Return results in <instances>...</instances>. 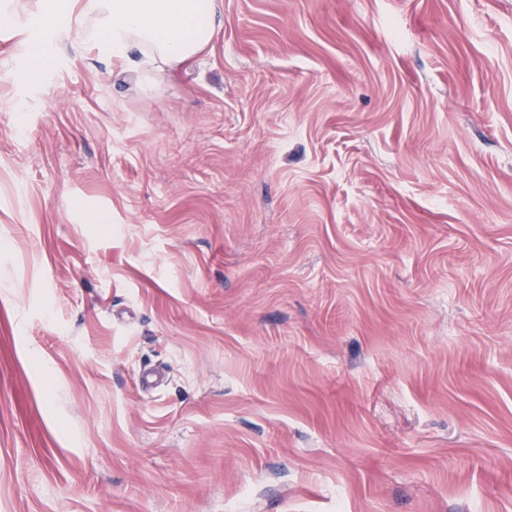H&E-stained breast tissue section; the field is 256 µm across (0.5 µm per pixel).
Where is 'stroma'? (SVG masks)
I'll list each match as a JSON object with an SVG mask.
<instances>
[{
    "label": "stroma",
    "mask_w": 512,
    "mask_h": 512,
    "mask_svg": "<svg viewBox=\"0 0 512 512\" xmlns=\"http://www.w3.org/2000/svg\"><path fill=\"white\" fill-rule=\"evenodd\" d=\"M223 4L33 85L0 0V512H512V0Z\"/></svg>",
    "instance_id": "35a3bbf8"
}]
</instances>
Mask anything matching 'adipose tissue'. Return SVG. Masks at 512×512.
Segmentation results:
<instances>
[{
  "mask_svg": "<svg viewBox=\"0 0 512 512\" xmlns=\"http://www.w3.org/2000/svg\"><path fill=\"white\" fill-rule=\"evenodd\" d=\"M95 20L83 27L81 18ZM37 27L64 31L73 48L97 43L124 74L190 66L224 24L221 0H53L34 17Z\"/></svg>",
  "mask_w": 512,
  "mask_h": 512,
  "instance_id": "ef3b65f1",
  "label": "adipose tissue"
}]
</instances>
